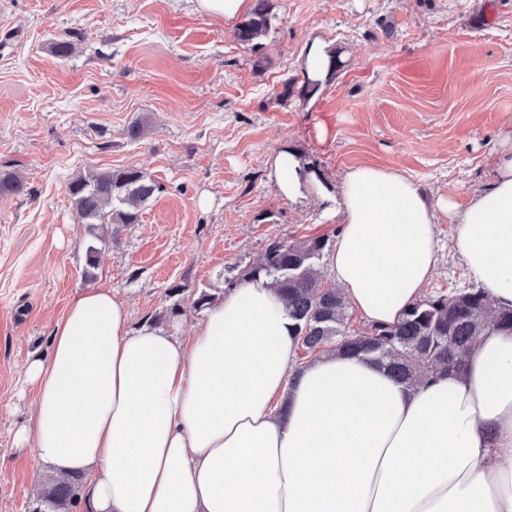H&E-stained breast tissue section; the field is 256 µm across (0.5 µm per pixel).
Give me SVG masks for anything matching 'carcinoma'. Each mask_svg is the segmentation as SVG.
<instances>
[{
  "label": "carcinoma",
  "mask_w": 512,
  "mask_h": 512,
  "mask_svg": "<svg viewBox=\"0 0 512 512\" xmlns=\"http://www.w3.org/2000/svg\"><path fill=\"white\" fill-rule=\"evenodd\" d=\"M271 0H253L246 18L235 28L237 42L262 48L272 27ZM67 195L89 235L116 237L140 221L143 208L161 186L135 168L107 169L74 177ZM30 193L18 173L0 168V196ZM324 235L294 241L269 240L263 262L248 276H264L283 298L296 323L297 346L304 353L338 351L368 354L399 381L414 387L462 367L464 354L491 322L512 327V308H500L484 288L424 297L388 325H371L362 336L349 332V305L342 289L317 265L328 246ZM84 503L80 479L48 480L35 512H74Z\"/></svg>",
  "instance_id": "obj_1"
}]
</instances>
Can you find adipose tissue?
<instances>
[{"label":"adipose tissue","mask_w":512,"mask_h":512,"mask_svg":"<svg viewBox=\"0 0 512 512\" xmlns=\"http://www.w3.org/2000/svg\"><path fill=\"white\" fill-rule=\"evenodd\" d=\"M294 151L271 164L280 193L316 188ZM499 305L512 306V150L465 210L403 175L345 177L328 266L347 301L386 324L438 262L436 211ZM293 320L247 278L207 308L191 344L134 327L111 291L82 293L54 326L15 435L56 474L85 479L86 512H512V328L488 325L462 373L409 388L366 356L293 368Z\"/></svg>","instance_id":"ef3b65f1"}]
</instances>
